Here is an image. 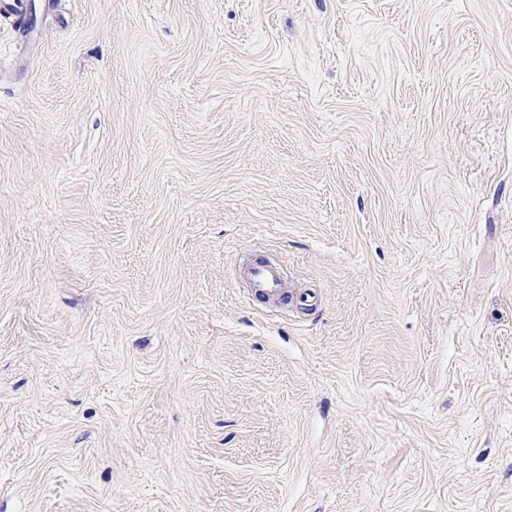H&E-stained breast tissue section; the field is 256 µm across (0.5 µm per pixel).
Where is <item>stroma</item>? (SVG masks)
<instances>
[{"instance_id":"stroma-1","label":"stroma","mask_w":512,"mask_h":512,"mask_svg":"<svg viewBox=\"0 0 512 512\" xmlns=\"http://www.w3.org/2000/svg\"><path fill=\"white\" fill-rule=\"evenodd\" d=\"M28 3L0 512H512V0ZM244 274L255 295L273 305H299L305 308L315 306L316 297L305 292H294L284 283L280 263L257 261L246 266Z\"/></svg>"}]
</instances>
